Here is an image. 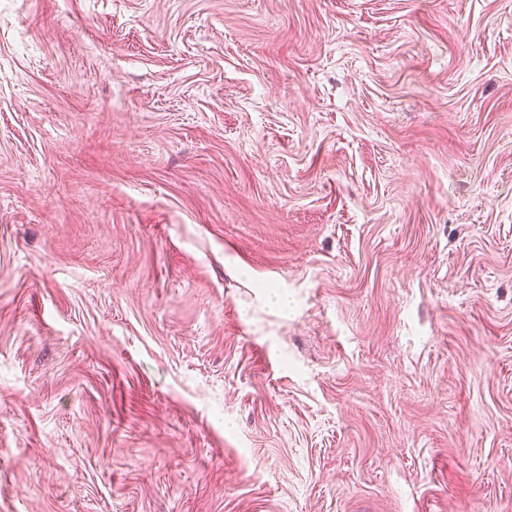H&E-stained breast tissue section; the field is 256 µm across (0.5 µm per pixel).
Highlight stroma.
I'll use <instances>...</instances> for the list:
<instances>
[{"label": "stroma", "mask_w": 512, "mask_h": 512, "mask_svg": "<svg viewBox=\"0 0 512 512\" xmlns=\"http://www.w3.org/2000/svg\"><path fill=\"white\" fill-rule=\"evenodd\" d=\"M0 512H512V0H0Z\"/></svg>", "instance_id": "35a3bbf8"}]
</instances>
